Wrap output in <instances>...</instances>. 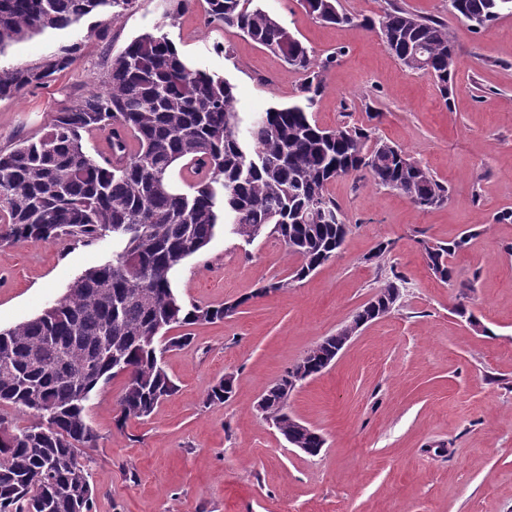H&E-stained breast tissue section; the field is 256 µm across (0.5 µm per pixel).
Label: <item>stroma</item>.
Wrapping results in <instances>:
<instances>
[{"label":"stroma","mask_w":512,"mask_h":512,"mask_svg":"<svg viewBox=\"0 0 512 512\" xmlns=\"http://www.w3.org/2000/svg\"><path fill=\"white\" fill-rule=\"evenodd\" d=\"M398 2L440 18L454 37L460 58L448 96L363 26L387 0H340L353 26L319 23L299 0H254L317 56L341 52L316 123L358 126L377 113L378 135L446 184L447 202L422 210L397 191L340 177L328 192L348 233L338 256L308 278L289 282L298 260L268 234L250 243L217 234L176 267L172 286L186 304L241 306L192 325V345L165 352L177 390L147 420L117 429L124 379L97 387L89 415L101 438L84 451L93 512H512V220L500 218L512 210V15L475 32L448 0ZM158 27L234 86L242 116L297 100L302 74L238 30L207 24L201 0L174 19L162 0H136L117 21L94 15L0 55L6 68L81 44L55 80L0 99V151L43 136L69 99L100 87L112 54ZM463 235L468 244L441 281L422 245ZM382 241L391 251L373 258ZM113 248L108 237L91 246L0 244V327L58 302ZM396 275L405 288L392 313L362 327L289 397V413L325 438L319 455L303 454L259 410L262 394ZM277 281L283 289L257 296ZM227 375L233 397L205 404L207 388Z\"/></svg>","instance_id":"stroma-1"}]
</instances>
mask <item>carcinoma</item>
Returning a JSON list of instances; mask_svg holds the SVG:
<instances>
[{"instance_id": "carcinoma-1", "label": "carcinoma", "mask_w": 512, "mask_h": 512, "mask_svg": "<svg viewBox=\"0 0 512 512\" xmlns=\"http://www.w3.org/2000/svg\"><path fill=\"white\" fill-rule=\"evenodd\" d=\"M136 0H0V54L47 29H67L112 12L116 20ZM196 0H165L176 18ZM253 0H205L207 22L240 31L304 74L299 100L271 107L247 131L239 129L234 86L187 61L167 34L134 38L112 56L101 87L55 113L42 137L24 139L0 154V241L68 239L91 245L107 236L118 244L112 259L84 270L53 312L0 329V407L29 412L23 426L0 416L10 450L0 451V512H92L95 490L82 450L100 435L88 414L95 389L125 377L115 426L145 420L177 385L162 363L170 347H187L183 333L162 332L221 321L245 303L186 306L171 271L201 253L221 227L247 242L268 233L299 259L292 280L302 281L338 253L348 225L327 186L356 175L396 190L415 206L436 207L448 188L400 146L364 126L320 127L311 117L336 54L318 58L281 20ZM314 19L351 26L339 0H300ZM452 13L479 31L512 0H448ZM387 50L408 70L432 79L442 97L459 63L448 26L395 3L368 21ZM80 43L60 46L29 65L0 67V98L37 88L67 70ZM108 132L111 154L94 157L83 133ZM422 243L435 277L447 280L448 258L464 249ZM405 281L377 290L348 326L379 318L375 305L397 306ZM341 332L324 337L295 365L314 376L329 367ZM39 369L26 368L30 357ZM263 393L266 412L288 443L318 455L323 436L288 421V377ZM234 379L219 380L204 404L224 403Z\"/></svg>"}]
</instances>
